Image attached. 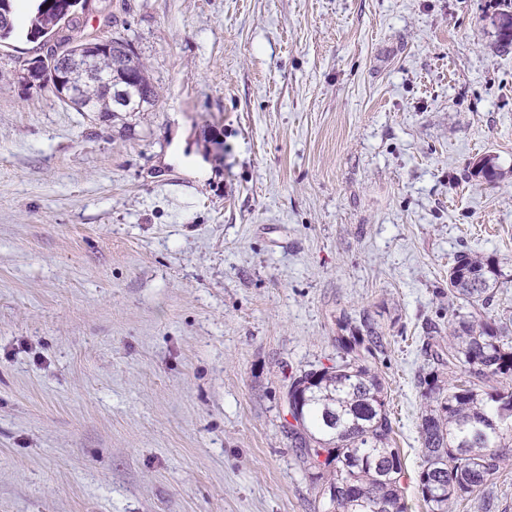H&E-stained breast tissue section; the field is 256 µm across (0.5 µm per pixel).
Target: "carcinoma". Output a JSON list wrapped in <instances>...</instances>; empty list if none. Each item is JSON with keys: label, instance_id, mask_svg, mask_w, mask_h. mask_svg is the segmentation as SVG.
Segmentation results:
<instances>
[{"label": "carcinoma", "instance_id": "obj_1", "mask_svg": "<svg viewBox=\"0 0 512 512\" xmlns=\"http://www.w3.org/2000/svg\"><path fill=\"white\" fill-rule=\"evenodd\" d=\"M12 2L0 0V43L16 36L42 47L52 41L88 63L89 73L74 80V109L144 112L155 105L156 87L128 41L112 38L110 52L82 41L89 0H36L25 31ZM121 95L126 102L114 105ZM471 174L489 183L502 177L490 157L474 163ZM499 276L492 259L457 254L448 299L472 311L452 312L446 337L429 327L427 367L416 376L423 401L418 488L427 512H453L475 500L482 512H496L494 480L512 461V387L505 384L512 380V313L482 314L498 293ZM337 327L340 360L289 379L288 437L323 512H407L387 391L367 360L382 350L383 336L367 315L357 325L342 318Z\"/></svg>", "mask_w": 512, "mask_h": 512}]
</instances>
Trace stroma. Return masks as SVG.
Segmentation results:
<instances>
[{
  "label": "stroma",
  "mask_w": 512,
  "mask_h": 512,
  "mask_svg": "<svg viewBox=\"0 0 512 512\" xmlns=\"http://www.w3.org/2000/svg\"><path fill=\"white\" fill-rule=\"evenodd\" d=\"M501 10L92 0L86 32L111 15L159 92L115 114L29 84L38 43H0V512H315L285 378L332 365L363 312L425 512L416 375L459 250L512 307Z\"/></svg>",
  "instance_id": "35a3bbf8"
}]
</instances>
